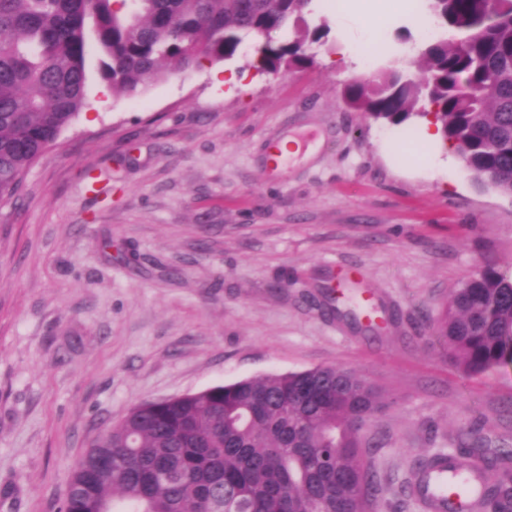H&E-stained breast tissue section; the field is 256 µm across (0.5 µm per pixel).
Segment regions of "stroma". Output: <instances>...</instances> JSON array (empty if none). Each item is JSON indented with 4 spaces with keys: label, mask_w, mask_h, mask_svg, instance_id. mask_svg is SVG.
Instances as JSON below:
<instances>
[{
    "label": "stroma",
    "mask_w": 512,
    "mask_h": 512,
    "mask_svg": "<svg viewBox=\"0 0 512 512\" xmlns=\"http://www.w3.org/2000/svg\"><path fill=\"white\" fill-rule=\"evenodd\" d=\"M306 20L331 27L311 66L258 72L249 41L136 98L90 50L86 107L0 203V512H59L88 443L142 402L316 366L387 403L364 447L376 512H426L412 471L428 453L512 448V362L467 376L432 330L483 267L512 278V196L450 147L448 172L421 168L420 119L348 109L354 55L324 0ZM217 70L242 87H215ZM285 136L300 152L270 174ZM344 270L387 329L330 300Z\"/></svg>",
    "instance_id": "1"
}]
</instances>
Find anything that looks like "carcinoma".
I'll use <instances>...</instances> for the list:
<instances>
[{"label": "carcinoma", "mask_w": 512, "mask_h": 512, "mask_svg": "<svg viewBox=\"0 0 512 512\" xmlns=\"http://www.w3.org/2000/svg\"><path fill=\"white\" fill-rule=\"evenodd\" d=\"M425 2L441 32L415 52L422 77L382 70L347 84L344 100L374 122L432 117L477 183L512 195V0ZM310 3L0 0V200L86 106L90 44L101 79L127 97L165 65L230 60L260 32L254 68L276 73L311 63L299 49L328 33L305 23ZM290 24L296 39L276 40ZM437 332L468 375L511 361L512 281L484 267L451 295ZM384 408L371 382L333 366L146 401L90 443L60 512H373L380 488L361 433ZM434 461L493 474L471 512H512V448L433 454L415 476Z\"/></svg>", "instance_id": "1"}]
</instances>
